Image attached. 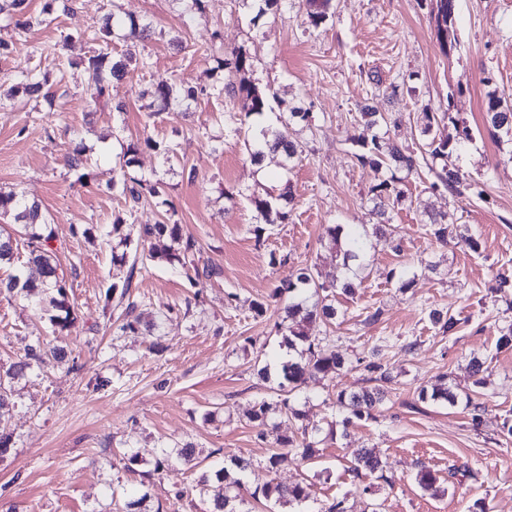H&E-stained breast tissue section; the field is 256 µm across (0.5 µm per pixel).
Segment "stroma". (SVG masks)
Instances as JSON below:
<instances>
[{"instance_id": "obj_1", "label": "stroma", "mask_w": 512, "mask_h": 512, "mask_svg": "<svg viewBox=\"0 0 512 512\" xmlns=\"http://www.w3.org/2000/svg\"><path fill=\"white\" fill-rule=\"evenodd\" d=\"M43 4L28 0L30 15L43 22L23 30L0 14V38L14 43L0 57V190L24 192L48 216L78 319L55 336L47 315L0 299V363L16 361L39 337L73 359L28 371L13 384V405L0 417V435L11 438L0 456V512H119L129 499L141 512H204L196 490L201 468L154 471L162 452L186 442L216 464L249 460L248 487L272 477L306 484L307 501L279 512H319L341 497L348 512L370 503L377 512H512V347L498 343L512 327V294L494 290L498 275L512 276V148L492 138L483 119L489 88L512 101V0H457L458 43L446 54L436 43L429 0H336L332 19L317 28L302 0L256 25L254 8L242 0H206L200 11L186 0H75L72 11L49 17ZM115 12L152 22L147 41L112 39L113 52L135 50L151 66L113 82L112 96L125 101V112L91 113L86 105L98 86L84 59L94 43L75 44L58 62L34 50L100 28ZM235 48L252 57L249 80L275 94L263 116L245 117L238 100L214 95L188 111L148 118L143 90L170 78L184 87L222 85L217 60ZM35 65L49 75L54 106L15 90V74ZM487 75L493 86L484 84ZM365 104L383 112L395 139L413 150L421 144V112L452 108L473 133L454 162L484 194L428 192L425 169L405 180L406 199L391 213L400 251L378 244L355 293L335 290L336 321L308 329L342 352L348 369L291 394L304 420L280 414L261 433L248 414L273 398L277 385L259 376L282 341L268 303L272 290L305 266L344 279L326 245L328 228L369 230L379 221L368 201L374 175L353 156ZM296 107L309 114L290 126L303 147L300 161L287 173L277 154L252 164L244 139ZM148 137L173 146L175 157L166 164L146 150L129 172L165 182L170 205L147 197L131 211L110 183L124 146ZM79 139L88 148L84 185L66 163ZM286 189L293 195L287 220L264 224L250 196ZM427 208L466 225L479 250L425 235ZM118 217L180 225L196 240L201 261L218 266L221 276L191 282L164 262L116 266L102 239L71 233L72 226L97 229ZM402 277L413 278L411 288L400 289ZM127 280L142 315L134 332L122 330L121 308L104 305L107 286ZM257 302L266 303L263 314H256ZM433 308L459 319L457 330L437 333L428 320ZM374 311L378 321L366 323ZM474 355L488 367L487 383L475 393L487 407L477 428L469 410L423 403L416 393L443 375L468 385ZM365 360L384 364L393 381L376 419L347 425L336 393L364 386ZM302 422L322 429L317 458L269 475L268 456ZM360 448L375 449L386 474L368 499L349 471ZM134 452L141 461L126 469L123 459ZM424 467L439 477L441 493L417 484Z\"/></svg>"}]
</instances>
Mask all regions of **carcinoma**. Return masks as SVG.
Masks as SVG:
<instances>
[{"mask_svg":"<svg viewBox=\"0 0 512 512\" xmlns=\"http://www.w3.org/2000/svg\"><path fill=\"white\" fill-rule=\"evenodd\" d=\"M257 12L255 18L259 19L269 13H276L288 7V0H256ZM437 26L436 36L440 46L444 49L456 44L454 21L456 13V0H436ZM307 17L312 27L318 28L335 14L334 0H305ZM12 13L17 16L16 26L24 29L33 24L28 17V0H9ZM218 67L224 69V84L219 87H206L179 89L174 84L161 80L147 95L150 96V106L153 113L168 112L173 107H187L200 96L213 94L228 95L242 98V110L245 115H261L269 107V93L248 83L241 74L252 66V58L240 49L231 51L230 56L217 59ZM150 65L147 57L137 56L129 51L118 58L112 57L108 52L99 51L87 58V69L99 87V95L94 103L95 108L103 111H125V104L112 101V83L122 79L130 68H146ZM18 91L29 98L42 97L53 100V96L43 92L47 82V75L37 68H28L20 71L17 76ZM365 120L363 133L357 143L361 151L354 154L356 160L367 166L374 173V184L370 188V201L378 209L381 217L380 224L374 229V236L378 239H388L393 243V249H400L394 237L390 213L395 204L404 197V192L398 187L402 178L398 174L407 176L418 172L419 159H430L429 171L434 173L435 180L430 183L429 189L448 191L449 194L460 196L463 194L464 175L458 167H449L448 159L467 142L472 140L470 128L462 121L456 119L449 110L440 113L425 112L421 117V135L423 142L420 145V154L399 145L390 137V130L383 129L387 120L379 112H370L363 108L361 112ZM448 121L453 131L446 136L437 133L439 123ZM485 124L488 130L497 138L512 143V103L498 95L492 89L487 92L485 108ZM260 146L246 139L244 146L248 157L253 164H260L265 151L279 153L288 162L301 156L298 144L288 137V123L282 121L277 127L263 128L259 132ZM143 149L154 150L162 154L165 161L172 160L170 150L160 148V143L146 138L142 141L131 142L126 145L123 152V163L119 164L117 183L121 185V194L128 207L133 209L141 202L144 193L155 197L166 194V186L160 181L149 183L131 175L127 168L134 160V156ZM292 201V196L283 192L277 197L250 198L251 205L267 224H282L288 219L285 211V202ZM427 216L426 224L429 233L436 241L442 244L456 242L463 244L470 250L478 251L480 244L477 239L461 231L460 225L453 221L447 213H436L424 210ZM10 216L13 222L0 224V264H10L14 260V245L18 239L27 243V262L22 268L5 280H0V294H21L27 300L41 306L48 315L51 333L54 336H63L67 329L74 325L78 318V310L71 299L70 285L64 276L59 274L57 265V252L53 249V233L47 231L49 219L42 213L36 202L26 201L19 191L0 193V217ZM104 236L114 238L117 243L112 246V264L124 265L131 263L136 267L138 260L162 261L172 266L180 267L189 280L200 277L212 278L221 274L219 268L205 264L198 265L195 255L198 253L197 243L191 237H183L178 224H142L136 233L124 228L121 220L109 225ZM330 243L336 249V255L342 258V266L349 272V276L339 284L326 283L320 280V275L308 267H301L288 279L286 289L293 294L288 304L282 307L284 316L277 324L282 332L283 346L288 349V358L282 360L277 371V391L285 394L276 403L266 400L258 402L252 410L249 419L258 429V435H263V428L267 426L271 415L289 413L296 419L304 418L301 410L289 404L288 395L301 390L307 381L313 377H334L347 366L343 354L336 350L324 349L315 340L307 335L305 327L317 320L330 323L336 319L338 311L334 299L329 294L330 288H341L343 292L351 294L354 291V279L357 271L364 270L369 265L371 251L376 244L368 239V235L350 231L342 233L341 226L328 228ZM431 323L444 334L457 329L459 320L440 310H431L428 314ZM65 352L57 346L38 339L29 345L24 358L11 364L8 368H0V411L10 405V383L12 380L26 375L27 371L41 367L51 362H62ZM368 372V381L376 383L374 387H362L357 391H340L336 394V405L347 413L346 422L361 419L365 416L374 417V412L384 400L381 386L391 382L392 376L388 368L380 363L369 362L364 365ZM472 389L460 387L455 384H435L431 388L422 387L418 391V398L422 402H434L455 407L465 403V407L472 408L471 424L478 427L481 416L486 407L472 402ZM320 433L317 426H303L301 438L292 435L284 436L279 441V449L267 459L266 467L275 472L284 463L299 456L302 460H311L316 457L319 441L316 436ZM173 461H179L192 467L200 465L199 451L191 443H186L171 455L167 452L157 458L155 471L162 470ZM248 463L238 460L234 462V469L225 466L205 471L201 474L197 486L199 495L205 496L209 492L211 483L216 482L221 492L216 494L210 504L211 512H239L237 505L244 502V483L236 476V471H245ZM352 472L357 478L368 474L382 475L381 460L376 453L368 448L361 449L354 462ZM417 483L425 491L438 492L439 477L429 469L418 472ZM250 496L257 500L263 499L275 505H289L299 503L307 498L304 485H282L267 483L255 489Z\"/></svg>","mask_w":512,"mask_h":512,"instance_id":"cac0c4a2","label":"carcinoma"}]
</instances>
